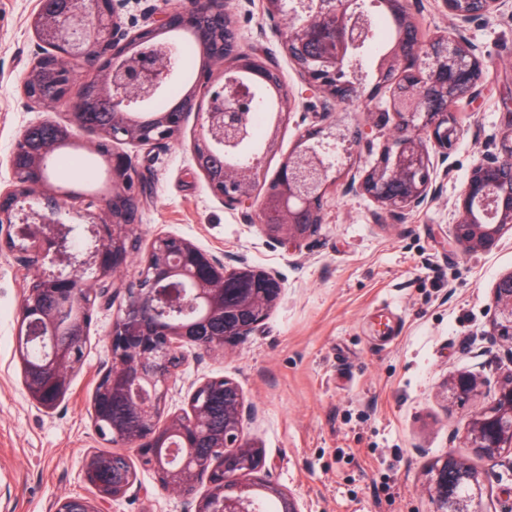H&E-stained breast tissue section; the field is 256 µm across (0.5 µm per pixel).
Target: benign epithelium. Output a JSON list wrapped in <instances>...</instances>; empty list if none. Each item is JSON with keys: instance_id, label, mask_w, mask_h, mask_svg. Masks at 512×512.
Segmentation results:
<instances>
[{"instance_id": "obj_1", "label": "benign epithelium", "mask_w": 512, "mask_h": 512, "mask_svg": "<svg viewBox=\"0 0 512 512\" xmlns=\"http://www.w3.org/2000/svg\"><path fill=\"white\" fill-rule=\"evenodd\" d=\"M458 28L476 18H490L505 0H441ZM264 14L285 21L280 39L307 89L323 98L326 123L302 134L271 181L261 205H255V180L263 157L232 159L226 146L244 131L253 90L270 86L279 100H289L275 63L259 52L240 50L235 24L225 25L224 38L214 27L224 25V0H184L149 13L151 25L129 34L117 0H38L31 16L42 49L22 81L24 97L36 106L65 111L68 121L53 119L23 129L10 156L13 179L0 188V251L22 255V270L31 282L19 306L22 336L34 322L46 330L52 346L44 363L61 399L70 385L76 357L60 344L62 336H84L91 306L112 275L124 267L133 250L131 232L138 221V192L129 155L118 144L154 145L175 140L189 113L198 116L192 156L212 195L230 207H256L255 223L283 244L298 245L322 223V202L335 174L348 166L350 143L364 137L332 119L336 109L360 105L371 109L382 85L364 93L354 73L357 54L369 43V10L373 0H262ZM398 26L397 66L418 88L392 94V115L385 116L387 145L380 161L348 189L359 190L393 216L402 217L433 202L438 194L437 170L462 128L448 106L472 99L483 75L476 49L461 34L434 36L427 41L414 34L408 0H385ZM190 30L207 53L209 67L223 69L224 85L199 78L179 103L161 112H148L155 98L172 83L180 69L177 45L165 34ZM81 60L96 70L77 93L74 71L62 60ZM99 135L96 151L107 164V192L100 198L101 219L87 225L89 242L80 245L82 259L49 273L35 267L49 255L67 249L64 234L73 231L74 212L68 200L75 193L53 189L47 171L57 153L76 145L78 132ZM455 242L469 251H488L504 231L512 229V139L500 155L486 154L471 169L457 197ZM186 288L184 306L194 315L183 321L159 317L160 304L173 287ZM282 283L272 272L241 259L219 260L192 241L169 235L153 240L137 287L127 290L121 313L112 322L108 354L111 367L99 381L112 399L125 401L138 418V435L119 434L124 445L141 448V457L159 471V486L186 496L207 479L194 512H261L256 473L264 464L261 447L244 437L251 415L244 396L224 380V474L216 489L212 473H202L192 455V439L205 430L204 400L208 382L194 391L191 415L173 419L170 434L185 447L171 448L165 462L178 455L177 466L160 462L153 429L165 392L180 368V344L187 342L209 353L235 347L267 318L280 300ZM494 323L497 335L512 344V272L495 287ZM481 382L471 375L452 378L447 391L458 399L477 394ZM464 451L496 460L512 454V373L498 384L492 405L461 424ZM428 490L434 512H481L487 476L475 471L463 451H451L431 468ZM135 476L119 486L88 457L83 481L93 488L92 499L74 496L55 503L54 512H106L109 502L124 495Z\"/></svg>"}]
</instances>
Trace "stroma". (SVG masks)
<instances>
[{"label":"stroma","mask_w":512,"mask_h":512,"mask_svg":"<svg viewBox=\"0 0 512 512\" xmlns=\"http://www.w3.org/2000/svg\"><path fill=\"white\" fill-rule=\"evenodd\" d=\"M421 37L451 33L441 0H409ZM36 0H0V185L12 179L9 156L21 130L63 111L27 102L22 80L40 51L30 26ZM239 47L264 50L278 64L296 105L265 156L256 198L298 137L316 123L318 96L305 87L280 46L282 21L261 0H229ZM483 62L478 95L455 104L463 134L439 171L437 198L396 221L363 194L352 177L377 161L383 136L361 140L349 169L323 199V222L299 248L264 234L254 212L230 208L207 189L192 158L198 125L189 115L177 140L126 146L139 179L138 251L112 279L113 296L96 300L84 357L70 388L52 409L36 405L23 387L17 357L18 307L26 284L15 255L0 253V512H54L58 499L89 497L82 469L94 453L112 451L91 417V400L108 364V332L159 235L191 240L216 257H243L277 274L282 298L262 327L237 347L203 353L184 346L186 364L169 384L165 416L188 411L201 383L226 378L242 391L252 414L246 437L261 445L260 476L297 502L300 512H433L430 468L460 449L462 420L492 404L498 380L512 371V349L493 323V288L512 272V231L497 246L468 254L454 242L455 201L471 168L498 152L511 131L512 0L492 19L463 30ZM75 163L53 173V185L86 195L106 191V166L94 135L79 133ZM479 377L480 394L448 395L450 379ZM136 480L108 512H194L192 499L158 488L137 448L124 447ZM483 471L484 512H512V459L472 455Z\"/></svg>","instance_id":"stroma-1"}]
</instances>
